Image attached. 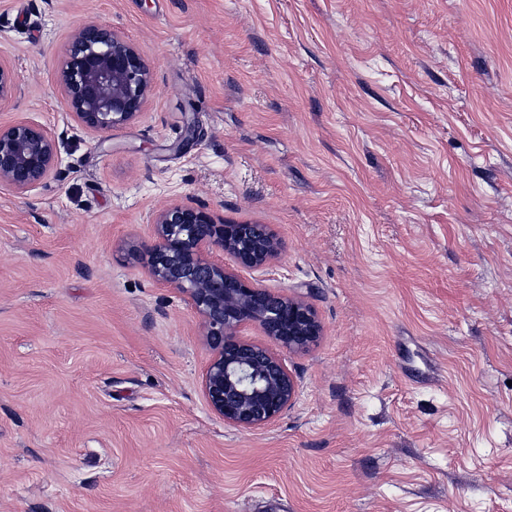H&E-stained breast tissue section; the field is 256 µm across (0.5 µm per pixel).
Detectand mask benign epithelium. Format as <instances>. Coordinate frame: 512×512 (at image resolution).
I'll return each mask as SVG.
<instances>
[{"mask_svg":"<svg viewBox=\"0 0 512 512\" xmlns=\"http://www.w3.org/2000/svg\"><path fill=\"white\" fill-rule=\"evenodd\" d=\"M57 80L71 113L104 137L135 120L153 89L148 61L112 27L90 22L70 38ZM15 78L0 64V100ZM58 141L40 124L0 125V186L23 194L57 173ZM220 251L250 270L269 266L280 241L266 224H232L191 197L158 210L154 242L142 263L157 283L188 297L212 357L202 377L209 408L242 431L271 424L294 401L297 382L280 351L305 352L323 332L316 311L295 295L273 291L210 258ZM259 327L273 346L241 338Z\"/></svg>","mask_w":512,"mask_h":512,"instance_id":"benign-epithelium-1","label":"benign epithelium"}]
</instances>
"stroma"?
<instances>
[{
	"label": "stroma",
	"mask_w": 512,
	"mask_h": 512,
	"mask_svg": "<svg viewBox=\"0 0 512 512\" xmlns=\"http://www.w3.org/2000/svg\"><path fill=\"white\" fill-rule=\"evenodd\" d=\"M89 22L154 73L105 138L56 81ZM0 63L61 160L0 187V512H512V0H0ZM186 196L324 325L261 430L139 259Z\"/></svg>",
	"instance_id": "1"
}]
</instances>
